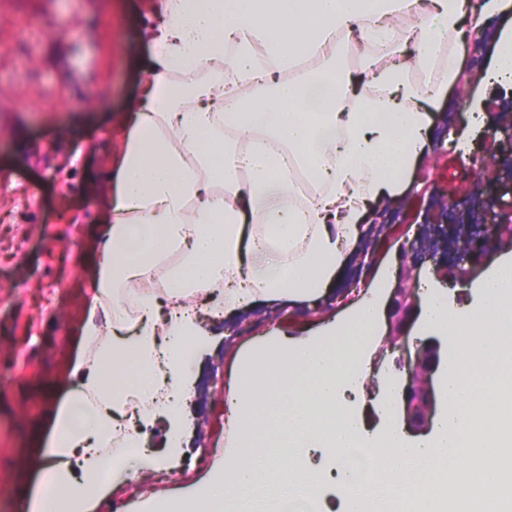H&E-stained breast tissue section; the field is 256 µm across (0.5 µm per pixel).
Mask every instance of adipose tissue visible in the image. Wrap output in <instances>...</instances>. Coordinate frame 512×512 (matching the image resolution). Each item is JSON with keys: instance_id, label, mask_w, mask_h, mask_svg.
<instances>
[{"instance_id": "1", "label": "adipose tissue", "mask_w": 512, "mask_h": 512, "mask_svg": "<svg viewBox=\"0 0 512 512\" xmlns=\"http://www.w3.org/2000/svg\"><path fill=\"white\" fill-rule=\"evenodd\" d=\"M416 3L160 0L155 67L101 195L92 308L105 319L82 326L75 388L42 450L54 494L30 512H91L110 448L157 415L179 443L204 342L186 299L222 286L228 315L303 299L359 254L367 215L430 147L428 106L457 79L467 23L512 10ZM297 165L302 197L286 176Z\"/></svg>"}]
</instances>
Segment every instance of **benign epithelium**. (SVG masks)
I'll list each match as a JSON object with an SVG mask.
<instances>
[{"label":"benign epithelium","mask_w":512,"mask_h":512,"mask_svg":"<svg viewBox=\"0 0 512 512\" xmlns=\"http://www.w3.org/2000/svg\"><path fill=\"white\" fill-rule=\"evenodd\" d=\"M498 167L496 156L477 157L471 161L470 171L482 185L487 182ZM459 247V260L456 267L438 276L449 274L462 285L471 283V270L465 267V260L475 253L491 250H512V203L499 208L491 223L485 224L476 234L463 236ZM417 280L415 266L405 265L400 271L401 288L394 296L395 310L391 316L390 330L386 343L380 349V356L393 357L394 367L405 374L400 390V400L404 412L406 429L413 433L429 430L437 409L435 375L440 363V343L431 338L417 349L414 357L404 359L394 356L401 348L402 330L406 319L417 310L414 285Z\"/></svg>","instance_id":"1"}]
</instances>
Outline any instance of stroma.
I'll return each mask as SVG.
<instances>
[{"label": "stroma", "mask_w": 512, "mask_h": 512, "mask_svg": "<svg viewBox=\"0 0 512 512\" xmlns=\"http://www.w3.org/2000/svg\"><path fill=\"white\" fill-rule=\"evenodd\" d=\"M158 0H0V512H28L44 474L36 453L52 435L51 410L74 387L66 370L84 350L81 322L91 307L83 249L99 227L97 187L117 176L112 157L125 138L119 119L140 100L154 67ZM460 78L431 108V148L386 207V224L367 245L368 268L350 263L325 295L262 303L232 321L202 318L207 346L190 368L196 393L184 411L175 477L154 471L98 495L95 512H149L189 499L224 464L235 440L225 426L241 359L267 342L290 345L348 317L377 281L391 309L397 279L387 269L416 263L421 276L456 264L457 215L474 196L512 199V139L502 131L512 85L486 82L489 56L464 43ZM469 133L472 156L495 153L493 179L476 185L453 138ZM415 252H408V245Z\"/></svg>", "instance_id": "35a3bbf8"}]
</instances>
